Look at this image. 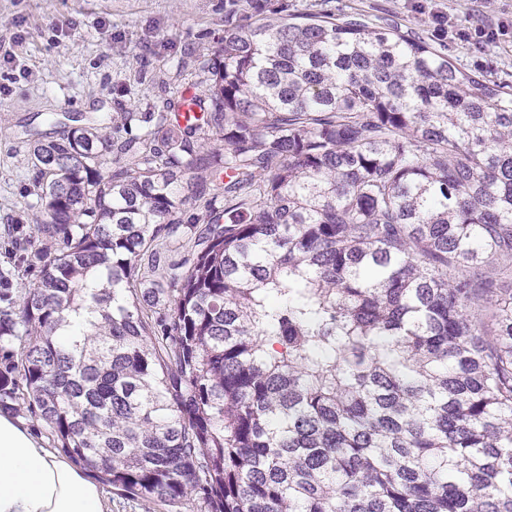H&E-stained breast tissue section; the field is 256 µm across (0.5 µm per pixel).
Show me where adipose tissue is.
I'll use <instances>...</instances> for the list:
<instances>
[{
    "instance_id": "1",
    "label": "adipose tissue",
    "mask_w": 512,
    "mask_h": 512,
    "mask_svg": "<svg viewBox=\"0 0 512 512\" xmlns=\"http://www.w3.org/2000/svg\"><path fill=\"white\" fill-rule=\"evenodd\" d=\"M0 512H105L99 487L0 412Z\"/></svg>"
}]
</instances>
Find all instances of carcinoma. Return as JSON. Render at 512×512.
<instances>
[{"instance_id": "cac0c4a2", "label": "carcinoma", "mask_w": 512, "mask_h": 512, "mask_svg": "<svg viewBox=\"0 0 512 512\" xmlns=\"http://www.w3.org/2000/svg\"><path fill=\"white\" fill-rule=\"evenodd\" d=\"M200 69L194 122L32 145L0 409L170 512H512V84L360 13L227 28ZM200 174L224 208L184 226Z\"/></svg>"}]
</instances>
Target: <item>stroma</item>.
Returning a JSON list of instances; mask_svg holds the SVG:
<instances>
[{
    "mask_svg": "<svg viewBox=\"0 0 512 512\" xmlns=\"http://www.w3.org/2000/svg\"><path fill=\"white\" fill-rule=\"evenodd\" d=\"M436 10L455 28L502 34L480 44L439 36ZM351 11L398 21L457 66L512 82V0H0V267L11 259L8 225L27 233L41 215L28 138L46 131V114L162 111L202 93L199 64L225 28Z\"/></svg>",
    "mask_w": 512,
    "mask_h": 512,
    "instance_id": "obj_1",
    "label": "stroma"
}]
</instances>
